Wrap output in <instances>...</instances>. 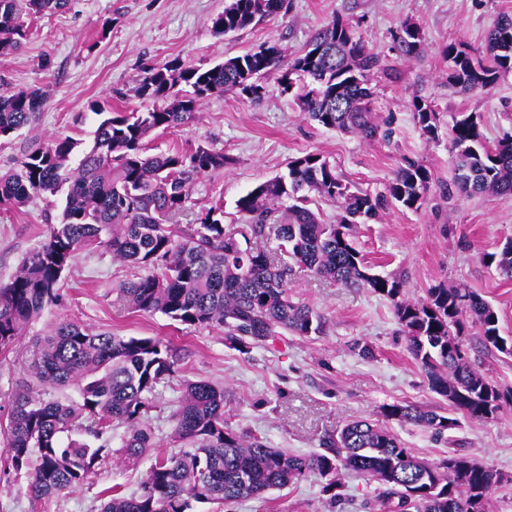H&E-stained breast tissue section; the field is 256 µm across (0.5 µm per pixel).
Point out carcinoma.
Instances as JSON below:
<instances>
[{"label":"carcinoma","instance_id":"carcinoma-1","mask_svg":"<svg viewBox=\"0 0 512 512\" xmlns=\"http://www.w3.org/2000/svg\"><path fill=\"white\" fill-rule=\"evenodd\" d=\"M285 0H229L213 19L217 34L240 30L278 13ZM68 0H0V55L28 38L25 17L54 14ZM401 51L418 50L420 27L397 30ZM448 85L484 92L512 71V17H498L479 50L456 45L444 51ZM387 70L384 57L368 48L343 18L333 17L289 59L276 44L229 57L203 69L178 59L144 67L132 92L143 107L114 111L98 101L100 116L90 150L75 167L78 140L58 135L27 151L15 167L0 172V205L24 210L49 195L63 203L60 222L0 284V353L11 350L45 307L62 299V281L75 256L102 247L112 258L147 273L119 286L136 312H160L185 325H221L238 350L250 349L279 331L309 336L323 331L321 315L288 293L286 268L276 255L250 246L277 225L281 250L317 276L345 287H364L391 301L406 347L428 389L448 400V414L396 403L383 408L387 421L414 424L442 437L458 426L457 414L481 423L497 420L512 389L493 385L467 354L469 326L484 346L512 356V339L501 335L491 303L461 285H437L411 300L403 279L370 272L352 241L356 218L373 219L391 203L419 209L433 181L424 165L408 161L386 192L375 196L343 182L317 154L290 161L288 174L254 187L236 203L241 224L224 225L223 204H212L192 224L175 223L187 210L190 189L223 169L231 158L208 145L147 153L158 130L196 118L211 96L260 99L263 80L273 77L293 94L307 120L324 128L371 138L379 125L370 108V75ZM46 102L40 88L0 89V139L31 125ZM413 120L432 137L438 113L413 100ZM452 183L443 195L491 194L512 199V136L488 143L478 115L460 113L448 128ZM336 205L326 223L308 207L309 194ZM484 258L512 280V240ZM170 344L157 337L92 332L68 320L34 340L28 377L12 395L3 428L4 472L25 473L31 497H58L86 482L109 451L112 426L126 427L121 459L154 457L137 493L114 486L102 494L100 512H195L198 504H230L296 484L311 474L328 479L324 492L339 498L341 476L355 472L376 482L389 512H490L491 493L502 476L455 450L436 462L412 455L387 428L368 420L345 424L326 452L298 454L234 429L224 412V388L184 380L172 418L174 437L185 447L157 454L144 418L150 396L175 373ZM76 388L77 400L45 399L41 391Z\"/></svg>","mask_w":512,"mask_h":512}]
</instances>
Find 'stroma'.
Returning a JSON list of instances; mask_svg holds the SVG:
<instances>
[{
  "instance_id": "obj_1",
  "label": "stroma",
  "mask_w": 512,
  "mask_h": 512,
  "mask_svg": "<svg viewBox=\"0 0 512 512\" xmlns=\"http://www.w3.org/2000/svg\"><path fill=\"white\" fill-rule=\"evenodd\" d=\"M228 0H70L65 11L32 20L24 46L0 57V84L13 89L41 87L46 103L35 121L8 139H0V170L11 168L30 148L57 135L93 144L98 118L88 103L99 99L114 109L139 107L130 90L143 64L177 58L209 67L224 58L279 44L288 56L300 54L333 16L352 25L388 70L373 76V110L389 122L390 139H364L307 121L292 94L275 79L253 101L235 94L213 96L200 105L188 126L152 136V152L208 144L231 157L224 169L201 178L192 188L188 209L177 221L192 223L197 212L215 201L224 204V221L237 223V200L254 186L288 172L294 158L316 153L346 183L376 195L385 191L405 161H418L433 174L425 205L409 210L390 205L358 224L355 245L368 265L383 275L403 277L404 294L417 300L428 288L458 283L481 293L499 314L502 336L512 337V281L501 278L482 260L512 239V200L490 194L446 199L441 186L451 183L448 126L454 114L476 113L487 141L512 134V72L501 75L486 92L461 93L448 86V45L480 47L498 15H512V0H286L284 9L259 25L223 36L213 18ZM111 20L106 39L98 31ZM421 29L418 55L400 53L395 39L401 22ZM49 69H41L42 58ZM427 100L440 114L436 138L422 135L410 109L413 98ZM60 207L34 199L21 212L0 208V281H7L24 255L47 233V218ZM293 300L321 314L323 333H282L242 352L232 348L220 326H189L163 314L132 311L118 291L131 278V265L105 250L81 252L62 287L59 304L45 308L19 337L13 351L0 355V422L6 421L12 393L34 338L62 320L121 336H156L168 341L183 379H206L224 388V410L231 425L264 437L276 448L318 452L344 424L378 421L384 406L410 402L442 411L445 401L430 392L406 350L389 301L366 288H347L324 280L295 262L287 264ZM472 365L490 382L512 387V357L485 349L477 328L469 330ZM369 343L374 356L352 352L355 341ZM178 397L158 386L150 399L148 423L158 448L173 450L172 412ZM388 429L420 459L434 462L457 449L501 473L491 512H512V404L498 421L462 420L448 431L447 442L412 424ZM124 427L112 431V450L87 482L68 494L33 499L25 474L0 480V512H99L100 494L113 485L137 490L147 463L131 468L117 454ZM324 478L312 476L284 490L237 501L230 506L201 504L197 512H379V486L360 475L342 479V500L329 505Z\"/></svg>"
}]
</instances>
